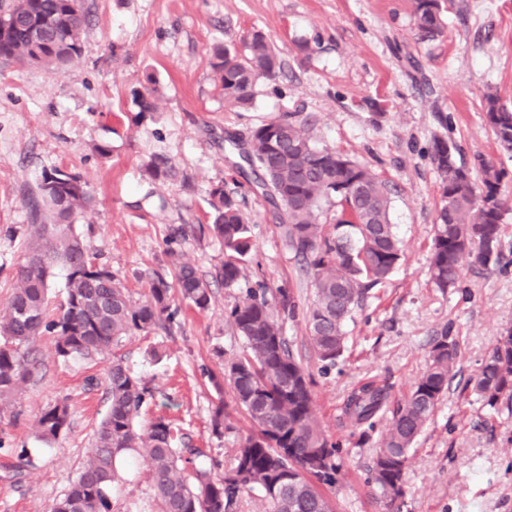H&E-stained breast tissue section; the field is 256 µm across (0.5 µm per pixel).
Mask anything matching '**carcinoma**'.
Segmentation results:
<instances>
[{
    "label": "carcinoma",
    "mask_w": 512,
    "mask_h": 512,
    "mask_svg": "<svg viewBox=\"0 0 512 512\" xmlns=\"http://www.w3.org/2000/svg\"><path fill=\"white\" fill-rule=\"evenodd\" d=\"M88 14L80 0H0V61L38 66L56 73L81 52ZM414 18L421 36L443 31L440 0H414ZM211 67L224 100L250 102V89L260 78H273L282 68L274 46L252 34L245 53L219 45ZM486 121L497 144L512 152V109L487 99ZM440 176L442 206L437 214L429 274L442 289L455 285L462 262L473 257L484 267L502 262L501 221L505 202L502 175L478 160L481 185L473 168L457 161L455 147L444 140L433 146ZM247 167L250 186L261 191L276 211L284 236L313 271L316 299L306 314L313 350L323 369L336 364L347 336L345 327L365 291L385 280L404 257L389 220L388 184L365 166L328 148L318 147L309 123L287 113L255 128L249 138ZM153 180L171 175L168 160L154 156L147 165ZM91 204L81 176L61 169L43 175L29 198L31 224L13 291L0 309V402L7 400L31 375L30 344L50 335L61 358H112L106 377L109 409L100 422L93 448L80 473L57 501V512H112L110 491L121 462L132 453L150 467L153 489L163 512H237L239 496L256 489L269 512H334L317 483H334L339 466L336 446L328 443L313 412L310 383L289 348L279 315L294 314L293 293L278 289L280 312L265 291L251 290L227 312L246 352L224 366L233 402L256 432L238 448L234 466L218 480L208 472L188 470L180 447L183 436L173 423L158 418L146 431L136 430L147 389L113 355L122 340L172 321L173 295L199 310L211 294L197 270L176 267L173 280L156 273L145 299L133 304L126 289L90 255L73 221ZM212 230L224 242V262L214 278L235 287L243 263L253 249L249 225L237 204L218 186L211 191ZM335 209L332 220L324 219ZM66 271L65 297L51 315L47 297L53 270ZM431 364L396 405L389 387L368 382L353 390L343 413L367 435L377 417L391 411L370 468V479L384 499L386 512L405 506V471L411 451L454 376L457 341L443 330L432 342ZM475 391L496 409L512 397V327L503 331L475 376ZM70 425V410L60 401L37 419L38 437L50 444Z\"/></svg>",
    "instance_id": "obj_1"
}]
</instances>
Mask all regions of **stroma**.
Returning a JSON list of instances; mask_svg holds the SVG:
<instances>
[{"label":"stroma","instance_id":"stroma-1","mask_svg":"<svg viewBox=\"0 0 512 512\" xmlns=\"http://www.w3.org/2000/svg\"><path fill=\"white\" fill-rule=\"evenodd\" d=\"M82 50L62 72L0 62V308L26 247L27 199L45 172L67 169L93 203L77 229L133 303L152 273L193 264L211 292L207 309L180 303L170 329L138 332L120 353L150 389L140 427L164 417L204 456L193 466L220 476L234 463L250 424L231 407L224 366L245 350L227 318L247 289H292L284 322L291 349L311 379L313 409L340 469L323 492L335 512H382L369 468L390 416L364 439L342 414L348 395L374 381L392 400L407 395L430 365V342L459 344L456 374L418 438L406 470L409 512H512V405L486 407L472 379L497 337L512 326V153L486 122V99L512 109V0H441L445 31L420 38L413 0H85ZM276 48L282 68L258 80L244 107L224 101L210 65L217 44L243 48L253 33ZM158 87L159 108L139 113L131 92ZM287 112L309 121L316 144L366 165L391 189L390 220L405 257L369 290L349 323L335 368L322 371L305 312L315 299L265 198L236 162L250 131ZM481 155L503 174L509 200L501 224L507 261L484 268L466 259L456 286L440 289L428 267L442 202L433 145ZM110 146L100 156L96 145ZM165 155L173 174L151 180L145 166ZM223 187L245 214L255 248L236 287L212 278L224 260L211 234L210 192ZM40 366L0 407V512H51L78 476L107 408L108 364L62 359L52 337L33 344ZM70 427L52 445L36 421L59 400ZM226 404L228 426L212 418ZM112 512H161L148 467L121 466Z\"/></svg>","mask_w":512,"mask_h":512}]
</instances>
